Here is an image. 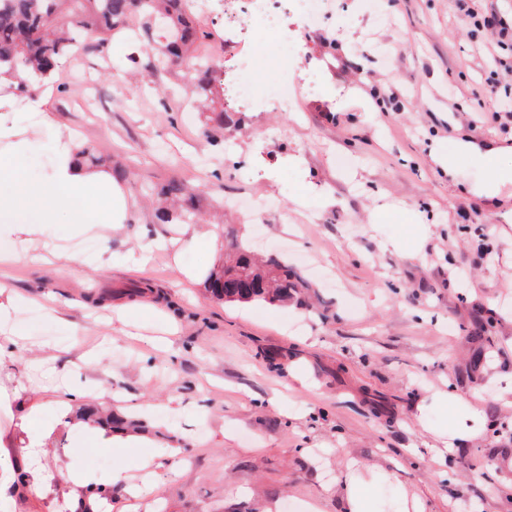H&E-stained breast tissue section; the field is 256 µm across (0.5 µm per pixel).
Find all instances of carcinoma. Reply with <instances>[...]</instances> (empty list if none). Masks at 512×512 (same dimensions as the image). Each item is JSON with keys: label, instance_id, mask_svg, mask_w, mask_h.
Here are the masks:
<instances>
[{"label": "carcinoma", "instance_id": "carcinoma-1", "mask_svg": "<svg viewBox=\"0 0 512 512\" xmlns=\"http://www.w3.org/2000/svg\"><path fill=\"white\" fill-rule=\"evenodd\" d=\"M133 15L140 17L139 39L147 46L128 57L129 66L154 79L195 63L190 79L224 126V75L219 64L196 55L214 28L187 10L184 0H0V77L9 78L0 89L26 92L33 79L52 76L64 62L103 51ZM158 197L156 223L201 220L199 188L171 180ZM207 285L229 303L271 305L300 302L310 287L288 262L256 258L245 247L226 254L221 272H210Z\"/></svg>", "mask_w": 512, "mask_h": 512}]
</instances>
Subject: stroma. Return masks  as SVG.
Masks as SVG:
<instances>
[{"mask_svg": "<svg viewBox=\"0 0 512 512\" xmlns=\"http://www.w3.org/2000/svg\"><path fill=\"white\" fill-rule=\"evenodd\" d=\"M470 5L335 0L331 16L294 13L274 35L248 22L247 0H224L216 37L235 94L224 129L194 111L181 73L163 91L138 88L125 38L61 67L28 176L46 173L59 137H76L122 164L117 183L141 218L103 237L57 230L78 263L36 262L33 245L0 280L37 299L15 314L20 345L0 362V392H21L0 409L7 512H52L68 491L23 483L18 427L31 411L53 417L66 372L92 386L91 405L119 404L141 424L120 458L74 426L46 447L45 463L110 487L102 512H346L355 483L373 512L414 498L424 512H512V200L479 194L485 163L457 158L452 181L431 157L457 138L512 144V78L480 98L494 37L463 24ZM284 43L300 55L282 104L271 56ZM330 80L342 95L326 94ZM387 85L397 101L370 107ZM172 179L203 191L192 229L150 221L148 189ZM235 242L294 266L320 312L207 293L202 271ZM158 291L179 310L163 350L150 345L169 323ZM480 321L491 327L479 344ZM451 389L479 395L486 429L440 454L434 432L452 412L435 394ZM149 404L156 413L143 414ZM145 455L153 470L138 469ZM132 482L145 490L136 500Z\"/></svg>", "mask_w": 512, "mask_h": 512, "instance_id": "35a3bbf8", "label": "stroma"}]
</instances>
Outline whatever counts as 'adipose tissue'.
Here are the masks:
<instances>
[{"label":"adipose tissue","mask_w":512,"mask_h":512,"mask_svg":"<svg viewBox=\"0 0 512 512\" xmlns=\"http://www.w3.org/2000/svg\"><path fill=\"white\" fill-rule=\"evenodd\" d=\"M43 114L39 124L26 127L0 118V263L7 262L12 246L21 241L49 238L59 215L70 217V230H87L98 225L119 228L127 220L130 206L124 192L104 171L85 165L77 155L74 140L55 145L56 160L51 173L37 180L15 169L16 162L36 143L42 125L51 123ZM464 154L492 163L494 174L483 193L493 198L512 186V146L482 148L461 140L455 153L436 148L432 158L448 175L457 168L454 154ZM455 420L447 440L472 438L483 428V418L474 407V396L450 393L446 396Z\"/></svg>","instance_id":"adipose-tissue-1"}]
</instances>
